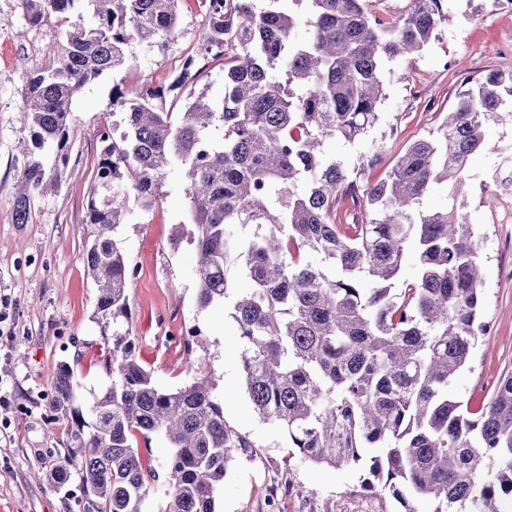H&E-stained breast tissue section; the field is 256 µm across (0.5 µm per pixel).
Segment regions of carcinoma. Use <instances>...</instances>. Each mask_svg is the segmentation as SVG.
Masks as SVG:
<instances>
[{"label": "carcinoma", "instance_id": "cac0c4a2", "mask_svg": "<svg viewBox=\"0 0 512 512\" xmlns=\"http://www.w3.org/2000/svg\"><path fill=\"white\" fill-rule=\"evenodd\" d=\"M197 2L196 50L169 81L148 74L133 92L117 75L135 48L177 35L184 0H20L31 27L52 15L89 22L48 46L20 90L30 144L14 223H29L34 199L61 182L78 94L112 76L84 254L111 383L84 409L71 365L59 366L53 409L70 424L71 444L51 477L60 486L78 479L91 512H216L228 463L246 447L208 376L159 387L125 328L135 270L120 227L132 221L130 200L161 205L175 172L187 200L175 240L197 255L196 306L232 299L257 416L313 465L367 470V486L389 490L403 512H420L418 503L429 512H512V372L476 410L448 393L487 330L461 187L484 148L483 126L512 123V70L464 77L438 135L415 140L383 177L362 184L380 147L354 168L322 147L376 126L387 63L438 38L444 0H410L388 18L379 0ZM302 26L309 37L298 41ZM214 61L224 64L218 97L197 88ZM170 96L184 103L178 117L162 107ZM436 189L448 206L422 209ZM342 199L360 207V223L338 222ZM231 225L254 232L241 237ZM410 252L417 275L399 287ZM239 278L249 287H236ZM154 440L169 448L159 471L144 458ZM154 485L163 493L156 511Z\"/></svg>", "mask_w": 512, "mask_h": 512}]
</instances>
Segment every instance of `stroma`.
<instances>
[{"mask_svg":"<svg viewBox=\"0 0 512 512\" xmlns=\"http://www.w3.org/2000/svg\"><path fill=\"white\" fill-rule=\"evenodd\" d=\"M445 8L448 21L438 40L421 55L391 63L397 78L387 87L377 126L354 144L328 141L327 156L354 165L371 144H379L380 162L366 174L377 180L409 144L438 130L465 75L512 69V13L478 12L469 0H446ZM201 21L198 9L182 10L178 36L160 51H137L136 65L122 74L125 86L137 91L145 74L161 79L178 72L196 47ZM63 31L54 16L27 27L19 0H0V512H86L78 480L60 488L44 477L68 438L50 408L52 382L64 361L73 367L84 401L107 381L103 340L93 319L96 290L83 255L92 241L85 218L100 134L112 120L111 80L77 97L62 182L36 199L30 223L13 221L14 181L22 163L17 146L30 138L19 120V91ZM468 202L483 268V315L494 328L479 338L471 363L448 391L475 401L512 371V223H496L479 184L471 185ZM185 209L186 199L174 187L162 206L136 211L122 230L136 270L130 328L139 360L158 386L177 388L194 372H209L225 423L248 443L230 464L217 512H400L389 491L366 487L363 472L312 465L284 431L253 412L239 367L236 324L224 308L197 310L196 255L187 245L172 244ZM184 327L213 340L210 355L189 351L180 334ZM292 486L300 496L289 495Z\"/></svg>","mask_w":512,"mask_h":512,"instance_id":"stroma-1","label":"stroma"}]
</instances>
